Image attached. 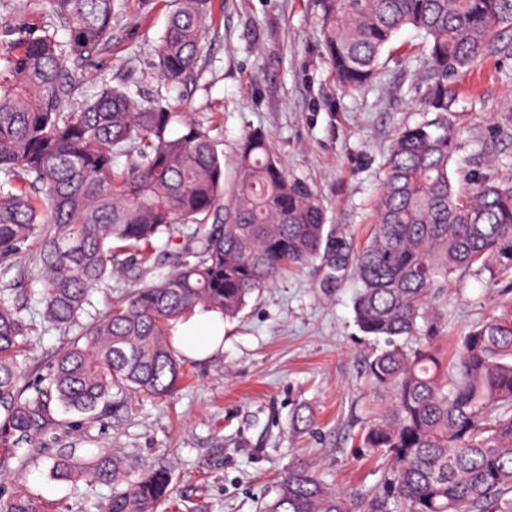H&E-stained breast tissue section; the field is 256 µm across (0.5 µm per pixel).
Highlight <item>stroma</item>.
<instances>
[{
    "label": "stroma",
    "mask_w": 512,
    "mask_h": 512,
    "mask_svg": "<svg viewBox=\"0 0 512 512\" xmlns=\"http://www.w3.org/2000/svg\"><path fill=\"white\" fill-rule=\"evenodd\" d=\"M112 42L79 73L76 101L102 86L140 96H168L153 47L169 0H116ZM317 0H213L186 112L208 125L233 160L243 135L263 131L288 175L308 183L325 210L327 239L311 263L287 268L224 323V347L187 361L188 377L171 398H127L116 414L95 419L55 410L41 451L19 470L20 449L0 445V488L101 512L107 485L82 487L50 478L59 449L90 458L117 450L169 469L175 501L159 512H258L290 468L313 464L333 486L373 495L383 473L378 455L358 438L389 401L369 382L366 364L378 344L359 331L350 267H337V246L359 249L374 229L381 166L403 125L422 113L420 39L401 31L382 57L373 86L349 94L323 53ZM49 22L46 0H0V36L37 31ZM449 120L460 131L459 156L488 146L495 167L512 177V57L493 55L455 84ZM40 282L27 275L17 291L31 347L18 360L36 388L58 355L80 336L44 320ZM448 318L444 349L477 323L512 315V278L462 274L441 301Z\"/></svg>",
    "instance_id": "stroma-1"
}]
</instances>
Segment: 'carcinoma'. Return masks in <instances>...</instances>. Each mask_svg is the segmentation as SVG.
<instances>
[{
	"instance_id": "carcinoma-1",
	"label": "carcinoma",
	"mask_w": 512,
	"mask_h": 512,
	"mask_svg": "<svg viewBox=\"0 0 512 512\" xmlns=\"http://www.w3.org/2000/svg\"><path fill=\"white\" fill-rule=\"evenodd\" d=\"M54 34L22 31L6 46L11 83L0 86V441L28 445L52 406L107 415L130 395L166 398L184 356L171 329L200 309L234 317L282 270L303 265L325 239L322 205L290 177L267 136L240 141L231 180L211 129L179 105L105 87L74 106L71 67L112 41L115 0H49ZM322 46L338 84H371L404 29L422 38L423 112L401 128L383 163L374 235L350 255L355 321L385 348L367 366L389 403L361 445L385 456L383 492L337 489L308 467L292 470L262 512H512V321L464 333L452 357L439 340L436 304L453 276L512 273V179L483 176L455 189L459 132L448 121L453 79L492 54L512 56V0H318ZM212 0H171L155 46L160 77L188 95ZM125 158L123 164L117 159ZM37 246L39 302L69 328L120 270L142 283L94 318L25 395L16 359L31 328L8 292L25 271L14 260ZM169 274L145 282L152 268ZM50 473L73 491L112 486L102 512H158L174 490L163 467L115 451L83 460L61 450ZM0 512H59L22 493H0Z\"/></svg>"
}]
</instances>
